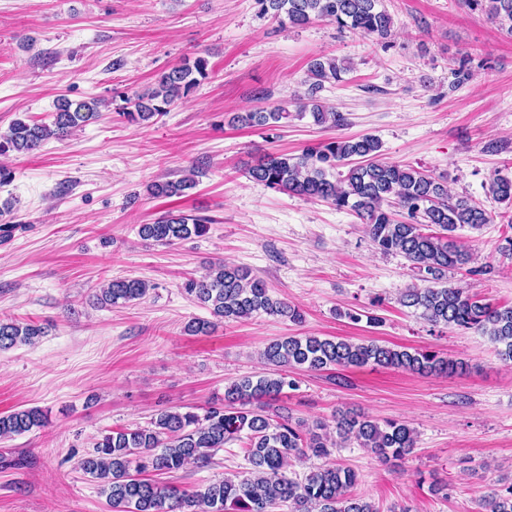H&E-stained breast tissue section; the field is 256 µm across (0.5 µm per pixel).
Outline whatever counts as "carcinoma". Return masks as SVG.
<instances>
[{
  "instance_id": "obj_1",
  "label": "carcinoma",
  "mask_w": 512,
  "mask_h": 512,
  "mask_svg": "<svg viewBox=\"0 0 512 512\" xmlns=\"http://www.w3.org/2000/svg\"><path fill=\"white\" fill-rule=\"evenodd\" d=\"M480 10L498 27L512 35V0H464ZM264 13L284 16L293 25L314 19L336 23L340 29L359 30L386 39L392 20L378 8L379 0H257ZM348 71L331 57H316L308 66L311 92L326 82H339ZM208 77L203 57L185 61L163 71L156 86L143 94L126 98L124 116L132 122L148 121L170 111L176 101L188 96ZM99 103H58L52 124L12 123L0 154L8 150L31 154L43 143L62 140L73 129L98 112ZM310 115L318 125L344 124L342 113L316 101ZM283 107L235 115L233 122L250 126L276 125L288 119ZM381 143L372 135L336 139L311 146L293 157L269 154L248 169L249 177L265 186L317 198L348 209L366 225L373 244L384 253H399L417 270L426 286L406 289L403 306L420 312L429 323L458 330H474L495 345L505 362H512V305L494 306L483 302L448 281V271L472 262V253L459 240L457 230L478 229L492 223L491 214L473 199L452 196L444 182L410 165L379 160ZM359 157L362 162L350 164ZM346 168L338 171L337 168ZM195 180L155 182L149 186L153 197L184 194ZM495 201L512 205V177L495 175L490 185ZM209 219L169 213L139 233L146 240L172 244L208 230ZM183 290L209 309L213 320H194L187 326L193 335L207 334L217 323L239 321L262 313L302 322L300 310L285 300L273 298L266 282L229 263L212 265L200 278H190ZM149 286L135 278H116L96 294L102 307L127 304L147 295ZM43 328L16 319H0V350L31 345L43 335ZM264 360L280 371L244 377L224 388V403L212 405L199 414L188 408L165 410L149 427L112 430L101 436L93 452L80 460L82 471L100 486L112 512H272L288 503L294 512H379L369 501L350 493L356 473L334 465L318 467L303 479L288 475L293 458H326L337 442L355 441L381 459H398L415 447V430L397 420L379 422L368 416L339 413L334 417L337 439L327 433L328 425H308L290 415L269 413L271 401L286 389L296 387L288 369L310 370L327 367L373 365L383 369L433 375L454 373L458 363L435 351L399 350L376 342L355 343L316 335L289 336L268 344ZM45 416L38 408L0 416V439L40 427ZM247 440L249 476L226 478L203 490H179L158 479L141 474H171L193 462H211L225 444ZM487 512H512V482L495 487L484 496Z\"/></svg>"
}]
</instances>
